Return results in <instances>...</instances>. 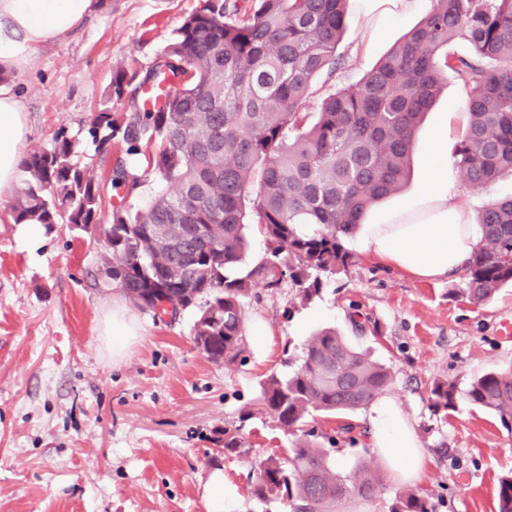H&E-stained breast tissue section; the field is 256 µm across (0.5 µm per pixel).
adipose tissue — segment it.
<instances>
[{"mask_svg": "<svg viewBox=\"0 0 512 512\" xmlns=\"http://www.w3.org/2000/svg\"><path fill=\"white\" fill-rule=\"evenodd\" d=\"M429 3L349 0L362 35L354 55L365 54L388 23L427 10ZM99 7V0H0V72L22 71L39 46L66 38ZM26 115L13 83H0V199L10 197L19 183L29 134ZM447 142L448 129L440 127L433 138L424 193L354 231L362 252L419 280L456 277L482 238L480 225L471 221L468 196L455 190L448 177ZM139 330L134 316L122 304H113L103 327L113 358L124 355ZM369 418L374 445L396 476L406 483L418 482L422 451L398 404L380 398L371 405Z\"/></svg>", "mask_w": 512, "mask_h": 512, "instance_id": "adipose-tissue-1", "label": "adipose tissue"}]
</instances>
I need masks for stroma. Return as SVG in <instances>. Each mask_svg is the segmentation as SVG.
I'll return each mask as SVG.
<instances>
[{
  "label": "stroma",
  "mask_w": 512,
  "mask_h": 512,
  "mask_svg": "<svg viewBox=\"0 0 512 512\" xmlns=\"http://www.w3.org/2000/svg\"><path fill=\"white\" fill-rule=\"evenodd\" d=\"M199 0H107L70 37L44 46L13 77L28 112L27 150L50 147L65 131L79 140V164L101 161L87 130L93 112L128 101L108 98L118 71L136 64L151 69L174 30ZM420 20L391 24L369 51L352 56L360 38L348 23L336 54L343 65L316 77L319 92L358 81L389 47ZM448 123L456 148L466 125L465 93L456 80L428 113L418 134L411 178L402 193L380 203L397 207L424 190L431 136ZM0 200V512H206L204 483L224 474L234 512H287L277 497L251 494L258 464L286 458L289 440L276 422L255 412L262 382L288 369L310 336L335 328L358 348L385 363L393 382L385 394L408 417L424 452L416 490L429 512H496L497 479L512 472V428L472 405L470 381L489 371L512 370V287L476 306L463 298V279L417 280L365 253L348 274L327 281L319 296L301 305L294 291L261 293L246 309L272 330L264 346L245 336L234 364L207 358L196 347V309L172 323L129 303L125 292L100 272L99 236L54 225L30 248ZM126 303L140 334L113 359L102 325L113 301ZM380 325L382 336L353 333L350 305ZM456 388V405L435 411L434 383ZM368 409L348 417L352 435L336 433V418L316 429L335 436L333 460L340 474L364 465L382 483L370 500L347 512H390L406 484L374 447ZM241 428L245 445L224 450V432Z\"/></svg>",
  "instance_id": "1"
}]
</instances>
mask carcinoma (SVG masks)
I'll list each match as a JSON object with an SVG mask.
<instances>
[{"mask_svg": "<svg viewBox=\"0 0 512 512\" xmlns=\"http://www.w3.org/2000/svg\"><path fill=\"white\" fill-rule=\"evenodd\" d=\"M431 9L354 84L328 93L310 111L315 78L341 66L336 48L348 0H202L174 31L144 82L161 104L134 103L121 118L96 111L88 133L102 171L74 161L79 141L58 133L26 155L15 224L100 231L110 210L102 264L112 283L158 319L198 309L196 346L234 363L242 353L245 309L262 288L288 285L302 304L324 279L348 272L344 242L380 200L401 191L425 114L448 76L466 94L468 122L456 146L464 184L489 190L512 177V0H431ZM462 38L471 50L451 54ZM138 71L118 72L108 98L122 99ZM145 161L163 185L136 211L125 205L141 180L126 156ZM261 226L266 256L248 265L246 224ZM476 223L482 238L463 278L468 300L490 302L512 285V195L490 200ZM391 383L389 369L336 330L310 337L297 368L261 384L260 411L294 437L287 462L261 464L251 493L286 501L289 512H341L369 499L379 471L336 473L321 435L305 429L317 415L343 417L366 407ZM448 412L454 385L431 389ZM468 400L512 419V371L485 373ZM498 512H512V473L498 480ZM391 512H428L426 497L400 492Z\"/></svg>", "mask_w": 512, "mask_h": 512, "instance_id": "1", "label": "carcinoma"}]
</instances>
